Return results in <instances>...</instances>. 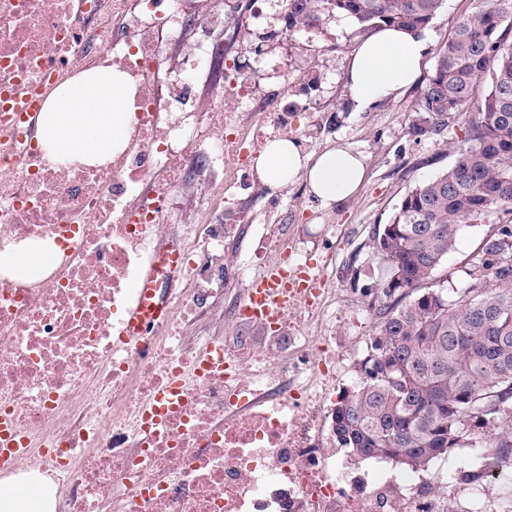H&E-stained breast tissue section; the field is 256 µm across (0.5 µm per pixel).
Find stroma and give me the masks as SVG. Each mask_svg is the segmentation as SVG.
I'll return each mask as SVG.
<instances>
[{
    "label": "stroma",
    "mask_w": 512,
    "mask_h": 512,
    "mask_svg": "<svg viewBox=\"0 0 512 512\" xmlns=\"http://www.w3.org/2000/svg\"><path fill=\"white\" fill-rule=\"evenodd\" d=\"M201 2L206 12L224 8L232 22L224 36L234 42L237 67L287 108L289 137L298 139L309 152L336 144L365 158L366 181L359 194L328 209L319 207L303 181L273 188L243 178L236 205L251 221L227 246L228 255H236L250 246L254 228L266 225L284 243L307 253L314 272L332 293L321 333L336 356V375L328 395L333 406L344 391L359 383L358 364L374 329L375 315L364 296L382 281V271L368 248L372 232L376 225L388 223L408 190L454 161L453 148L463 135L466 117L449 119L441 132L422 133L416 104L453 24L474 7L475 0H443L423 32L428 53L422 80L397 100L368 109L354 106L346 84L348 59L366 34L352 18L334 17L294 34L286 26L283 10L258 22L251 18L248 0ZM274 65L281 69L277 80L269 76ZM227 173V167H211L177 187V220L171 233L191 234L200 211L216 210L219 199L213 188L223 183ZM489 229L484 222L464 228L455 251L437 274L444 288L462 285L461 268ZM244 292L241 281L227 280L222 293L211 298L208 312L198 317L194 333L216 340L234 335V327L224 319V307ZM511 428L507 420L487 425L476 449H452L429 465L427 477L447 487L457 474L479 467L493 452L498 434Z\"/></svg>",
    "instance_id": "1"
}]
</instances>
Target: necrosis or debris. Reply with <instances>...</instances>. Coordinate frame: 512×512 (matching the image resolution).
Listing matches in <instances>:
<instances>
[{"label":"necrosis or debris","instance_id":"1","mask_svg":"<svg viewBox=\"0 0 512 512\" xmlns=\"http://www.w3.org/2000/svg\"><path fill=\"white\" fill-rule=\"evenodd\" d=\"M225 23L220 11L199 17L197 0H0V252L45 246L38 279L0 274V417L27 437L61 512H447L422 476L354 480L337 464L325 432L336 359L306 332L322 323L328 290L289 301L297 321L263 326L259 345L225 338L222 372L203 368L208 342L185 344L216 285L266 276L268 253L285 250L266 228L245 255L224 251L240 231L238 173L262 142L243 113L288 130L287 114L231 66L232 42L211 39ZM174 47L180 62L158 84ZM217 65L220 92L197 111L193 86ZM100 67L126 76V147L95 165L48 157L15 93L46 98ZM227 159L223 213L172 244L186 287L167 321L146 345L116 350L140 274L175 221V184ZM177 380L164 425L144 434L151 400Z\"/></svg>","mask_w":512,"mask_h":512}]
</instances>
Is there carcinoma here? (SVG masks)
Instances as JSON below:
<instances>
[{
	"mask_svg": "<svg viewBox=\"0 0 512 512\" xmlns=\"http://www.w3.org/2000/svg\"><path fill=\"white\" fill-rule=\"evenodd\" d=\"M442 0H288V28H315L337 15L362 27L413 33ZM486 90H481V87ZM417 111L422 130L474 113L447 170L416 185L371 253L385 279L369 305L378 319L358 371L332 412L338 444L423 470L496 419L512 416V0H483L460 16L439 50ZM492 228L448 291L436 274L462 227Z\"/></svg>",
	"mask_w": 512,
	"mask_h": 512,
	"instance_id": "cac0c4a2",
	"label": "carcinoma"
}]
</instances>
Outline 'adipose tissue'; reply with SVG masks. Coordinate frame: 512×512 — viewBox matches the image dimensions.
Wrapping results in <instances>:
<instances>
[{
	"label": "adipose tissue",
	"mask_w": 512,
	"mask_h": 512,
	"mask_svg": "<svg viewBox=\"0 0 512 512\" xmlns=\"http://www.w3.org/2000/svg\"><path fill=\"white\" fill-rule=\"evenodd\" d=\"M421 35L380 27L360 42L347 70L352 100L366 108L398 98L420 76L426 54ZM130 122L125 80L100 68L60 86L40 115L39 134L50 157L97 164L126 143ZM258 178L278 188L301 180L325 208L353 198L365 178L361 154L345 147L305 152L293 139L268 142L255 164ZM29 474L0 496V512H54L55 496H34Z\"/></svg>",
	"instance_id": "adipose-tissue-1"
}]
</instances>
